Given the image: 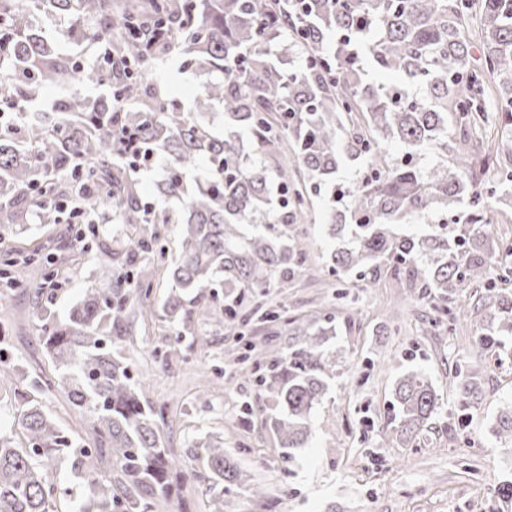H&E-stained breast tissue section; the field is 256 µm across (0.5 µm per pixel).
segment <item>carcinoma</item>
I'll use <instances>...</instances> for the list:
<instances>
[{
    "label": "carcinoma",
    "instance_id": "obj_1",
    "mask_svg": "<svg viewBox=\"0 0 512 512\" xmlns=\"http://www.w3.org/2000/svg\"><path fill=\"white\" fill-rule=\"evenodd\" d=\"M470 0H0V244L36 217L59 223L62 201L87 213L81 257L98 237L94 219L103 207L132 227L122 241L128 268L112 254L97 260V280L65 317L36 292L40 341L53 367L46 387L67 393L71 405L93 416L92 444L67 433L33 398L18 425L26 444L0 432V512H54L50 483L57 464L93 485L94 512H154L183 489L190 474L165 445L164 412L151 407L145 381L132 380L120 343L136 317L159 308L177 340L197 342L198 310L220 323L235 322L236 304L219 301L218 289L263 291L290 277L307 259L302 231L313 207L304 193L330 185L328 235L347 237L351 248L331 252L328 264L342 281L389 267L429 305L435 326L468 316L461 291L484 289L493 303L490 326L476 338L470 358L485 364L512 357V242L488 243L483 234L500 189L482 177L500 167L498 181L512 183V167L476 144L457 149L448 162V138L469 135L485 122V83L498 92L496 111L512 135V0H481L482 66L474 68L468 39ZM71 17L77 44H105L113 62L102 69L62 52L31 20L33 12ZM289 36L307 53L301 70L282 67L271 45ZM176 53L186 66L220 77L203 84L200 108L217 105L224 135L217 136L174 99L148 93L157 60ZM391 75L377 83L369 74ZM110 87L93 98L76 93L50 109L28 111L43 90L66 84ZM252 149L275 160L276 170L243 161L242 131ZM131 136L119 150L114 137ZM399 140L408 158H392ZM438 151L424 171L417 154ZM164 159L156 205L149 208L132 178L148 157ZM361 157L364 175L350 188L336 183L343 157ZM179 202L177 220L159 203ZM467 232L436 224L422 234H399L395 225L419 214L456 216L464 200ZM180 225L177 255L162 264L171 282L160 302L152 283L130 275L138 257L159 254L156 225ZM30 261L10 264L5 284L27 281ZM328 328L311 319L287 320L288 353L270 358L260 383L280 407L271 417L288 458L305 447L312 410L328 390L322 337ZM455 405L474 410L482 383L474 366L455 371ZM395 440L412 445L442 403L432 383L404 375L392 391ZM493 434L512 443V404L501 409ZM188 453L215 492L212 512H223L224 485L242 482L223 442L200 440ZM108 466L100 474L96 464Z\"/></svg>",
    "mask_w": 512,
    "mask_h": 512
}]
</instances>
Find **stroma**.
I'll return each mask as SVG.
<instances>
[{"mask_svg": "<svg viewBox=\"0 0 512 512\" xmlns=\"http://www.w3.org/2000/svg\"><path fill=\"white\" fill-rule=\"evenodd\" d=\"M207 73L184 66L172 56L153 68L150 84L174 95L185 110L195 111ZM325 197H317L305 226L308 258L289 279H278L265 293L251 298L246 322L218 325L197 317L199 347L182 342L178 357L164 361L160 352L172 331L155 318L136 319L123 356L132 375H149L147 398L163 409L167 447L185 454L193 437H221L242 470L265 489L254 496L246 485L224 493V512H512V498L498 487L512 484V445L490 434L504 404L512 401V361L483 370L479 410L460 418L444 407L431 429L414 446L400 447L391 435L392 389L407 372L426 375L441 399L453 393L456 367L467 365L476 337L487 326L491 306L481 289H467L473 313L454 329L431 326L424 301L405 291L388 270L375 285L348 282L347 301L336 300L337 278L328 265L340 240L326 229ZM76 225L29 224L15 246L45 245L55 255L66 283L56 291L52 309L65 316L85 289L96 286L92 257L73 264ZM29 286L0 300V353L16 364L0 384V431L10 432L23 410L32 384L52 368L39 340V309L34 289L43 287L42 270L31 269ZM277 309L287 316L332 315L335 336L325 344L332 376L329 389L311 416V435L295 461H287L276 434L265 425L274 404L262 392V368L240 369L236 358L244 345L285 351L284 327L261 319ZM44 409L69 433L89 437V413L72 409L54 389L38 393ZM252 404L244 421L241 407Z\"/></svg>", "mask_w": 512, "mask_h": 512, "instance_id": "obj_1", "label": "stroma"}]
</instances>
